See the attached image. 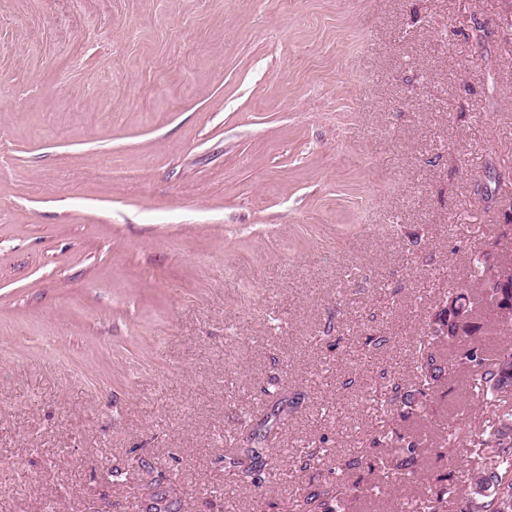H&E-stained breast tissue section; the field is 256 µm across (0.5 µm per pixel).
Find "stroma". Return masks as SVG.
<instances>
[{
	"label": "stroma",
	"instance_id": "1",
	"mask_svg": "<svg viewBox=\"0 0 512 512\" xmlns=\"http://www.w3.org/2000/svg\"><path fill=\"white\" fill-rule=\"evenodd\" d=\"M512 0H0V512H286L373 469L372 387L470 256L512 263ZM112 178H104L103 170ZM387 344H371V337ZM283 480L218 456L273 416ZM428 420L474 408L464 373ZM329 457L295 467L311 443ZM118 469L120 480L109 483ZM448 475V483L438 475Z\"/></svg>",
	"mask_w": 512,
	"mask_h": 512
}]
</instances>
